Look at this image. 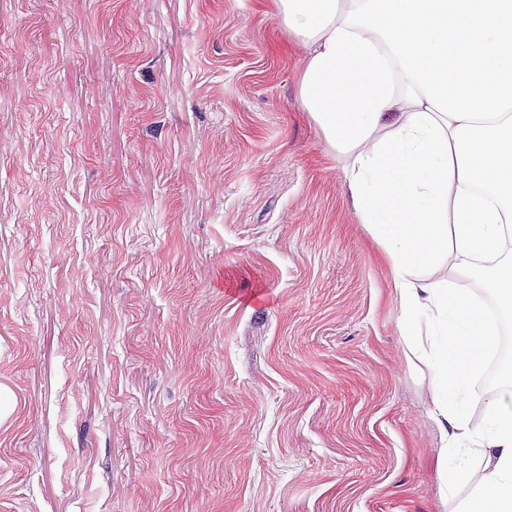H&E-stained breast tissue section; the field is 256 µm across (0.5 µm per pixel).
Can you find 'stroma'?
Returning a JSON list of instances; mask_svg holds the SVG:
<instances>
[{
	"label": "stroma",
	"mask_w": 512,
	"mask_h": 512,
	"mask_svg": "<svg viewBox=\"0 0 512 512\" xmlns=\"http://www.w3.org/2000/svg\"><path fill=\"white\" fill-rule=\"evenodd\" d=\"M275 0H0V512H461Z\"/></svg>",
	"instance_id": "35a3bbf8"
}]
</instances>
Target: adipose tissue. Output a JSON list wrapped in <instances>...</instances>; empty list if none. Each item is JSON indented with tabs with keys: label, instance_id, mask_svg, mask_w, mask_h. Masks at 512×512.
<instances>
[{
	"label": "adipose tissue",
	"instance_id": "1",
	"mask_svg": "<svg viewBox=\"0 0 512 512\" xmlns=\"http://www.w3.org/2000/svg\"><path fill=\"white\" fill-rule=\"evenodd\" d=\"M307 58L305 112L352 161L344 188L390 261L400 329L428 372L452 492L481 475L465 512H512V384L469 429L468 384L497 345L486 304L437 277L485 273L512 311V0H279Z\"/></svg>",
	"mask_w": 512,
	"mask_h": 512
}]
</instances>
